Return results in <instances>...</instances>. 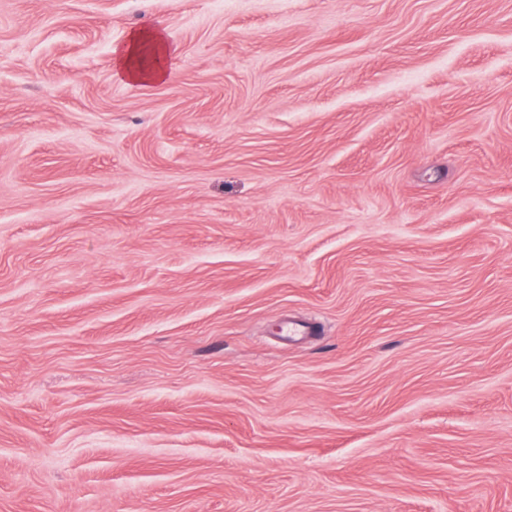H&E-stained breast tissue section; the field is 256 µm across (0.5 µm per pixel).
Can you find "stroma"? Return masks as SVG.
I'll use <instances>...</instances> for the list:
<instances>
[{
	"label": "stroma",
	"mask_w": 512,
	"mask_h": 512,
	"mask_svg": "<svg viewBox=\"0 0 512 512\" xmlns=\"http://www.w3.org/2000/svg\"><path fill=\"white\" fill-rule=\"evenodd\" d=\"M0 512H512V0H0ZM151 47L155 54V64L145 68L141 63V55L145 47ZM168 46L162 32L158 29L138 31L130 35L120 50L122 78L131 82L154 81L165 78L163 59Z\"/></svg>",
	"instance_id": "35a3bbf8"
}]
</instances>
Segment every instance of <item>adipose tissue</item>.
I'll return each mask as SVG.
<instances>
[{"label": "adipose tissue", "instance_id": "adipose-tissue-1", "mask_svg": "<svg viewBox=\"0 0 512 512\" xmlns=\"http://www.w3.org/2000/svg\"><path fill=\"white\" fill-rule=\"evenodd\" d=\"M168 46L160 30L132 33L120 50L122 78L131 82L165 78L162 61Z\"/></svg>", "mask_w": 512, "mask_h": 512}]
</instances>
